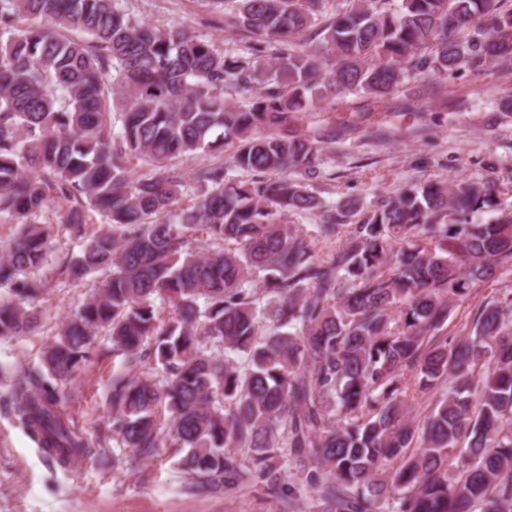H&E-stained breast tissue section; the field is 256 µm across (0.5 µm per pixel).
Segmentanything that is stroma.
Instances as JSON below:
<instances>
[{
    "label": "stroma",
    "instance_id": "35a3bbf8",
    "mask_svg": "<svg viewBox=\"0 0 512 512\" xmlns=\"http://www.w3.org/2000/svg\"><path fill=\"white\" fill-rule=\"evenodd\" d=\"M138 20L159 27L181 26L230 52H244L248 40L225 27L222 7L207 0H120ZM405 97L416 100L417 114L383 110L371 100L348 96L334 108L299 113L297 131L334 132L322 142L324 163L311 187L328 205L356 199L373 207L385 196L428 179L465 177L494 184L502 210H512V66L449 75L441 95L430 83L409 82ZM384 128V139L371 132ZM100 276L84 283H57L38 302V331L0 340V366L39 365L42 351L60 323L89 298ZM511 288L512 273L478 283L468 299L454 303L449 335L466 334L478 307L493 289ZM121 358L102 342L80 374L62 392L71 415L85 435L97 439L111 413L112 377L123 372ZM112 465L98 457L67 470L49 461L14 420L9 390L0 384V512H316L314 494L296 496L290 505L253 482L238 492L199 496L185 488L177 465L178 449L161 448L137 470L125 464L130 451L109 445Z\"/></svg>",
    "mask_w": 512,
    "mask_h": 512
}]
</instances>
